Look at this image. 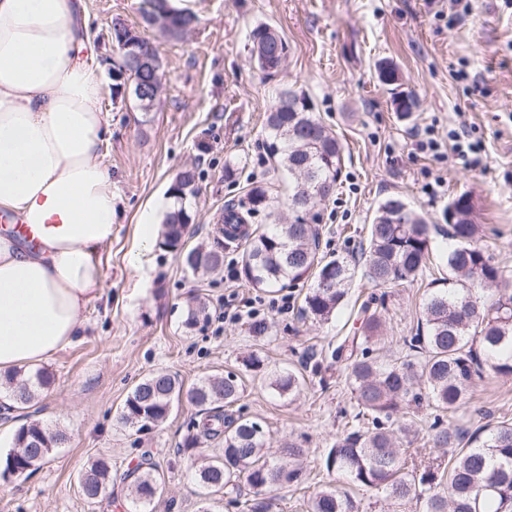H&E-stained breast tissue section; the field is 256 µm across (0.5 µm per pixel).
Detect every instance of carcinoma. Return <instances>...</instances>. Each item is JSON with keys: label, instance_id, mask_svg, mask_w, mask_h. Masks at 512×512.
<instances>
[{"label": "carcinoma", "instance_id": "obj_1", "mask_svg": "<svg viewBox=\"0 0 512 512\" xmlns=\"http://www.w3.org/2000/svg\"><path fill=\"white\" fill-rule=\"evenodd\" d=\"M156 10L154 15L142 8L144 23L165 35L178 37L195 22L190 13L171 12L167 0H161ZM110 38L117 52L112 66L128 89L146 79L131 51L153 55L154 67L160 68L155 50L138 30L115 26ZM250 38L252 57L260 69H277L279 59L272 51L278 44L287 49L285 39L267 25L255 27ZM267 127L272 148L281 153V165L293 179L288 223L250 228L246 216L269 203L268 190L257 185L249 192V207L224 208L214 245L190 250L186 261L194 270H218L224 265V237L237 238L245 244L239 268L245 281L262 289L304 287L302 313L327 321L343 304L359 265L344 257L327 260L319 255L321 214L313 208L335 191L343 148L316 118L310 100L295 90L281 93L267 117ZM196 179L194 170L185 169L171 186L181 206L164 219L163 246L169 249L183 245L191 222L183 203L196 196ZM451 204L456 217L446 233L399 197L385 198L375 211L368 237L360 244V261H364L369 281L395 286L417 280L427 267L436 234L448 239L442 253L448 275L429 282L416 333L404 341L410 351L405 359L371 357L372 345L381 340V318L367 304L360 307V327L342 337L331 351V358L347 363L356 420L369 419L371 425H360L330 445L324 467L327 473L342 477L348 488L328 483L308 503L309 512H356L353 489L383 492L402 504L421 506L422 512H512V422L487 424L466 434L456 423L465 414L473 385L485 372L512 375V278L482 244L471 219L472 199L461 194ZM207 321L204 304L187 305L186 328ZM51 384L52 376L44 370L27 374L19 369L0 378V387L12 401L9 408L17 410L28 408L39 391ZM270 387L280 396L292 395L301 387V379L292 370L283 371ZM242 390L241 378L229 372L205 378L186 392L197 408V419L191 421L195 433L186 437L183 447L224 440V455L197 470L204 489L200 512H210L206 508L210 495L236 493L243 484L249 487V497L241 502L243 512H270L267 491L301 476L300 471H289L266 457V434L260 423L224 413ZM182 393L176 375L155 371L130 391L119 419L138 432L148 431L167 420ZM424 397L437 411L429 425L434 447L456 449L444 465L408 461L398 448L396 434L405 437L409 428L382 426L381 418L390 419L402 405L419 404ZM62 440L63 434L36 420L22 424L15 433L14 449L0 456V475L14 470L29 477ZM125 479L129 480L131 512H150L151 504L164 493L159 466L148 459L128 470ZM79 488L88 500L110 493L109 463L92 462L80 476Z\"/></svg>", "mask_w": 512, "mask_h": 512}]
</instances>
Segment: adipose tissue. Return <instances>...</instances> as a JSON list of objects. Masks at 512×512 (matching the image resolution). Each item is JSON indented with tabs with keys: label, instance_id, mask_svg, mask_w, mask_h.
<instances>
[{
	"label": "adipose tissue",
	"instance_id": "1",
	"mask_svg": "<svg viewBox=\"0 0 512 512\" xmlns=\"http://www.w3.org/2000/svg\"><path fill=\"white\" fill-rule=\"evenodd\" d=\"M85 0H0V212L41 229L0 234V370L47 360L79 336L104 290L112 173Z\"/></svg>",
	"mask_w": 512,
	"mask_h": 512
}]
</instances>
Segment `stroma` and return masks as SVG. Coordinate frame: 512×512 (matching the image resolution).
Wrapping results in <instances>:
<instances>
[{
  "mask_svg": "<svg viewBox=\"0 0 512 512\" xmlns=\"http://www.w3.org/2000/svg\"><path fill=\"white\" fill-rule=\"evenodd\" d=\"M140 3L87 0L109 121L102 160L117 199L112 241L101 252L104 296L85 310L81 336L44 362L55 381L28 411L5 410L0 396V455L13 448L27 414L66 436L28 479L0 480V512H128L129 488L121 478L145 453L165 479L154 512H198L196 466L179 451L195 408L180 401L167 421L143 433L120 423V408L134 385L155 370L177 374L188 389L211 375L243 374L253 355L265 364L257 378L246 377L230 411L260 421L266 455L302 472V483L274 488L275 512H307L310 498L329 481L324 453L354 424L347 367L331 359L329 345L356 327V314L368 301L382 316L387 353L400 355L437 269L394 288L355 277L337 317L306 320L298 289H284L290 308L283 313L268 291L221 273L193 272L162 243L142 251L140 217L148 209L163 213L168 188L186 168L196 171L199 192L189 201L193 220L185 249L212 245L221 212L240 203L251 185L271 186L276 207H283L288 175L270 154L266 118L281 91L291 88L309 96L315 116L345 155L335 195L316 206L323 251L355 256L387 197L402 198L440 225L449 202L466 194L483 244L512 275V0H472L471 13L460 19L446 17L448 0H191L198 22L178 38L143 26ZM117 23L138 28L157 51L162 87L150 112H142L129 93H112L109 31ZM260 24L288 44L271 74L250 58V33ZM384 61L396 67L400 90L416 101L410 116L396 112L379 79L377 65ZM427 124L443 139L449 129L466 127L485 147V168H464L447 146L438 157L421 150L416 131ZM228 163L237 167L231 181L224 177ZM438 179L442 188L429 193ZM136 253L141 262L134 267L129 259ZM196 296L207 302L209 321L189 330L185 307ZM252 299L269 335H250L246 319H219L224 301ZM288 369L305 379L293 397L268 386ZM469 405L463 419L468 430L512 420V376L486 375ZM400 418L416 429L407 453L450 458L451 449L429 440L430 408H407ZM291 442L301 446L302 456L283 454ZM100 458L112 467L114 493L91 502L78 478Z\"/></svg>",
  "mask_w": 512,
  "mask_h": 512,
  "instance_id": "35a3bbf8",
  "label": "stroma"
}]
</instances>
